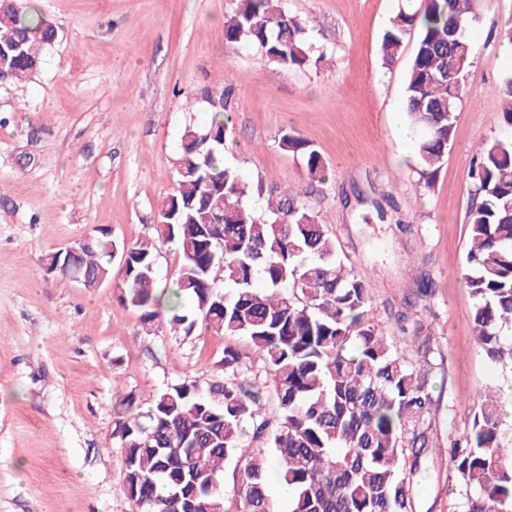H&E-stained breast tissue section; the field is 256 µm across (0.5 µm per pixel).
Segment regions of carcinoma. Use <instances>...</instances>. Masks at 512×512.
<instances>
[{
  "label": "carcinoma",
  "mask_w": 512,
  "mask_h": 512,
  "mask_svg": "<svg viewBox=\"0 0 512 512\" xmlns=\"http://www.w3.org/2000/svg\"><path fill=\"white\" fill-rule=\"evenodd\" d=\"M483 0H402L382 39L383 59L415 46L404 86L417 145L418 184L434 188L453 142L472 28ZM56 27L22 0H0V74L22 81L42 65ZM224 39L251 46L265 65L288 74L319 68L305 22L284 0H238ZM508 133L485 140L471 172L479 202L469 211L463 287L473 300L475 341L488 362L512 371V75L497 88ZM224 93L209 100L203 126L185 127L174 188L158 208L162 240L176 245L179 268L160 284L158 247H122L107 235L76 246L70 267L85 288L112 279L145 323L190 336L198 326L245 338L271 381L243 377L240 354L224 349V379L184 380L160 389L147 408L126 394L113 403L112 438L124 450L121 492L139 512H278L268 474L291 490L288 512H414L413 478L428 453L436 415L433 349L420 320L417 359L408 361L375 322L365 279L338 256L327 225L300 195L263 178L249 181L224 163L231 116ZM280 147L303 159L308 179L325 183L320 152L285 132ZM266 200L258 213L248 199ZM261 274L263 287L256 286ZM505 397L490 390L468 430L445 450L464 491L463 512H512V428ZM259 448L243 447L244 425ZM233 487L224 490L226 466Z\"/></svg>",
  "instance_id": "1"
}]
</instances>
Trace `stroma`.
<instances>
[{"label": "stroma", "instance_id": "1", "mask_svg": "<svg viewBox=\"0 0 512 512\" xmlns=\"http://www.w3.org/2000/svg\"><path fill=\"white\" fill-rule=\"evenodd\" d=\"M58 30L29 78L0 83V512H138L119 491L124 453L112 438L115 396L147 406L168 384L224 376V349L249 375L262 363L244 339L202 328L150 333L111 284L86 289L48 274L46 254L92 229L132 244L158 237L186 126L233 89L226 163L303 195L339 257L372 289L375 320L407 357L399 315L430 328L434 454L416 477L415 512H461L442 448L462 435L491 388L512 385L474 340L460 286L469 243L478 141L501 137L498 84L512 74L499 31L512 0H488L472 32L455 137L432 190L419 188L402 101L414 42L384 65L381 38L398 0H286L324 60L287 75L256 49L227 43L236 0H36ZM309 140L329 170L311 185L282 131ZM385 220H378L377 209ZM433 283L427 300L421 280Z\"/></svg>", "mask_w": 512, "mask_h": 512}]
</instances>
